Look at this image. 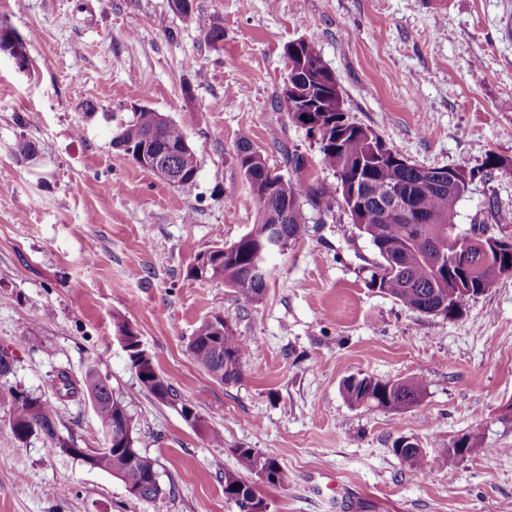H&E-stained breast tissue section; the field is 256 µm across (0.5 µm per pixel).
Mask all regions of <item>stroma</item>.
<instances>
[{"label":"stroma","mask_w":512,"mask_h":512,"mask_svg":"<svg viewBox=\"0 0 512 512\" xmlns=\"http://www.w3.org/2000/svg\"><path fill=\"white\" fill-rule=\"evenodd\" d=\"M224 18L207 43L168 0H0V29L27 43L29 70L0 54V348L11 385L44 398L55 370L96 368L126 395L138 448L158 463L163 505L42 440L17 442L0 398V512H235L224 474L235 451L277 457L284 484H259L268 512H512V275L459 316H426L369 288L376 253L341 197L308 208V231L273 259L264 297L188 271L254 224L234 160L248 138L301 186L335 184L317 144L279 105L284 48L318 44L351 118L421 167L512 160V0H193ZM147 106L178 124L200 159L171 186L112 145ZM38 165L22 163L19 142ZM307 162L294 174L287 151ZM512 176L475 181L459 230L501 228ZM257 344L238 383L198 368L188 343L212 316ZM138 335L204 429L141 389L117 334ZM422 377L421 406L391 414L351 405L353 376ZM76 447L103 445L90 402L61 404ZM224 435L211 446L208 430ZM477 436L469 457L419 475L392 452L401 436L427 454Z\"/></svg>","instance_id":"stroma-1"}]
</instances>
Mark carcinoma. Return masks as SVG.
<instances>
[{"instance_id":"carcinoma-1","label":"carcinoma","mask_w":512,"mask_h":512,"mask_svg":"<svg viewBox=\"0 0 512 512\" xmlns=\"http://www.w3.org/2000/svg\"><path fill=\"white\" fill-rule=\"evenodd\" d=\"M183 18L194 23L209 43L224 39V19L219 15H202L189 10ZM324 59L318 46L309 41L300 45V52L288 55V77L306 79L312 108L308 112H295L291 119L304 121L309 128L320 131L318 149L322 165L334 173H343V179H358L367 188L372 199L362 220L356 223L360 235L369 240L377 254L373 267L378 268L396 261L398 269L389 277L376 279L370 275L369 285L392 297L405 307L423 315L434 314L436 305L448 300V294L457 287H448V258L440 256L435 238L448 235V222L453 220L459 202L465 197L461 189L448 187L421 189L419 166L403 170L390 158L374 156L370 139L363 126L350 120L344 112L343 102L328 98L321 82L329 78L322 67ZM152 137L157 149L167 151L169 159L182 176V185L189 186L197 178L199 159L191 148L182 146L185 134L176 123L163 118V114L149 107H141L129 123L120 127L112 138L115 147L123 153L135 155L146 137ZM238 169L249 185L258 215L239 240L229 248H216L210 255L211 263L224 276V285L236 289L248 301L262 299L271 274L262 275L251 263V254L265 241L270 226L278 224L285 235L283 250L301 239L307 232L309 217L298 197L297 185L271 175L263 153L250 141L241 140L235 150ZM484 170L512 176L509 160L489 152ZM402 189L405 202L413 211L432 220L430 224H407L396 211L384 205L388 188ZM125 340L129 348V363L135 370L141 389L161 401L176 397L172 386L157 371L153 358L139 349L140 340L128 333ZM252 347L227 324L217 330L212 320L202 322L189 341L194 363L216 380L229 384L242 377L243 359ZM55 395L82 398L91 401L98 417L105 444L101 448H86L82 457L90 459L92 467L110 473L125 487H139L141 499L155 504L163 503V489L154 459L135 447L137 424L125 397L112 389L108 378L97 369H89L80 380H74L66 371H57L48 382ZM426 384L421 377L402 380L380 379L373 376L353 377L343 382V394L353 405L387 413H402L418 408L423 400ZM11 397L10 429L14 439L24 443L32 437L43 441L51 453L72 455L75 441L61 430L59 406L40 396L14 387L8 388ZM393 454L415 473L430 467L426 455L409 445L395 440ZM239 470L224 473V497L235 504L237 512H249L246 502L264 503L255 487L244 480L242 473L257 475V471L280 468L276 457L255 448L235 449Z\"/></svg>"}]
</instances>
